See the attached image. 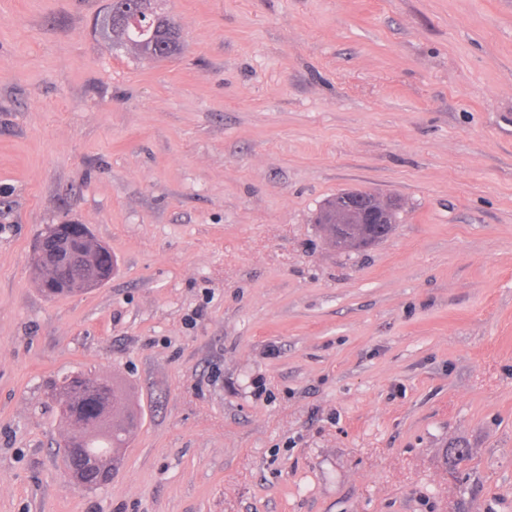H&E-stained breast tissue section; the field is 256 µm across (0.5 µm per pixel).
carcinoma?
I'll return each mask as SVG.
<instances>
[{
    "instance_id": "1",
    "label": "carcinoma",
    "mask_w": 512,
    "mask_h": 512,
    "mask_svg": "<svg viewBox=\"0 0 512 512\" xmlns=\"http://www.w3.org/2000/svg\"><path fill=\"white\" fill-rule=\"evenodd\" d=\"M112 45H134L140 54L155 59H165L178 54L183 47L179 38H157L151 23L159 28L166 25L168 15L157 11L155 0H112ZM349 221L348 235L336 241V219ZM352 216H336L334 199L322 204L315 217L326 238L339 249L355 243H366L376 235V228L367 224L350 223ZM82 247L87 259L79 264L59 261L54 265V277L61 284L51 289L52 296H64L86 289V283L103 273H112L115 259L107 249H98L85 241ZM54 396L62 420L71 430L66 439L75 448H81L96 459L100 468H116L122 461L123 448L127 447L138 428V419L130 409L123 389L107 378H90L73 373L54 385Z\"/></svg>"
}]
</instances>
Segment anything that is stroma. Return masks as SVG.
<instances>
[{"label": "stroma", "mask_w": 512, "mask_h": 512, "mask_svg": "<svg viewBox=\"0 0 512 512\" xmlns=\"http://www.w3.org/2000/svg\"><path fill=\"white\" fill-rule=\"evenodd\" d=\"M0 0V512H512V0ZM370 189L392 235L314 215ZM85 224L107 283L43 296ZM115 378L140 426L75 487L50 386ZM154 5L153 0H112L103 21V31L112 40V45L121 47L130 43L138 49L140 54L155 59H165L178 54L183 47V39L172 38L169 34L160 39L152 36L153 26L156 24L158 29L167 27L166 20L169 16L158 12ZM110 11L112 36L105 27ZM147 22L151 24L148 29H145ZM333 197L322 204L315 217V224H320L326 238L337 248L346 249L345 246H354L356 242L367 243L374 238L375 226L367 224H383L388 230V216L392 209V199L383 200L380 195L367 190H352L339 193L337 206L345 212L359 215L360 224H337L336 204ZM336 226L349 230L342 243L336 242Z\"/></svg>", "instance_id": "35a3bbf8"}]
</instances>
